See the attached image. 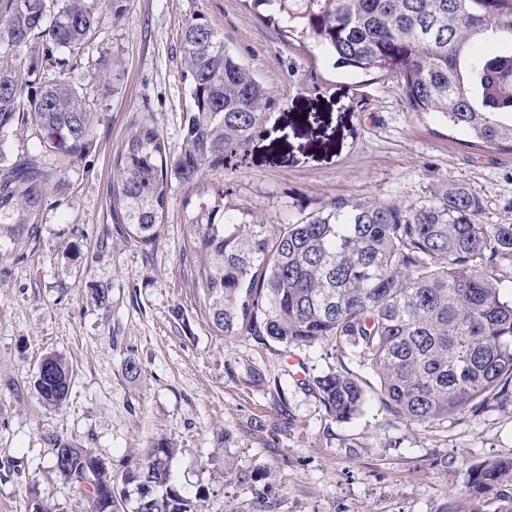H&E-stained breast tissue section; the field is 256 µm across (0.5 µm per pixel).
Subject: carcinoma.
Returning <instances> with one entry per match:
<instances>
[{
	"label": "carcinoma",
	"mask_w": 512,
	"mask_h": 512,
	"mask_svg": "<svg viewBox=\"0 0 512 512\" xmlns=\"http://www.w3.org/2000/svg\"><path fill=\"white\" fill-rule=\"evenodd\" d=\"M286 41L309 36L334 65L401 80L408 108L436 114L480 143L512 151V0H252ZM106 21L88 0H0V132L40 131L44 148L79 157L99 122L69 73L28 93L36 59L79 55ZM182 78L192 107L183 143L167 153L157 127L139 122L115 156L109 187L120 232L142 246L159 236L168 176L186 183L244 153L271 91L203 17L181 35ZM57 169L38 159L0 169V254L37 237ZM224 192L199 203L185 225L198 308L214 335L244 334L283 350L326 343L338 367L303 384L329 417L346 421L365 390L346 361L367 363L377 399L394 419L440 425L512 384V300L497 272L512 263V223L481 224L482 200L461 184L437 186L420 203L335 202L272 228L221 209ZM73 369L46 354L34 386L43 404L64 402ZM52 471L73 485L99 465L89 512H198L171 483L175 448L155 442L116 477L93 451L59 436ZM512 480V460L478 466L470 496Z\"/></svg>",
	"instance_id": "carcinoma-1"
}]
</instances>
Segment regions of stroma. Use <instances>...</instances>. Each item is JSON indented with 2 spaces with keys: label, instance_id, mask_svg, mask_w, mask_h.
Here are the masks:
<instances>
[{
  "label": "stroma",
  "instance_id": "1",
  "mask_svg": "<svg viewBox=\"0 0 512 512\" xmlns=\"http://www.w3.org/2000/svg\"><path fill=\"white\" fill-rule=\"evenodd\" d=\"M110 22L71 73L100 115L81 157L60 159L36 240L0 257V512H85L52 472L46 438L90 448L113 474L170 440L176 484L200 512H447L470 506L471 469L512 459V396L437 427L392 419L377 377L350 362L367 392L347 421L327 417L302 375L334 366L326 344L288 352L250 337L214 336L196 306L183 226L224 190L230 212L291 224L337 199L418 203L439 184H463L484 224L512 223V151L408 108L397 78L332 63L313 40L285 42L245 0H99ZM202 17L270 89L245 153L193 182L169 178L162 227L145 247L119 231L109 185L127 133L152 117L178 153L190 107L180 35ZM107 57L101 78L92 60ZM31 128L0 133V168L43 155ZM107 290L108 301L96 294ZM69 360L70 398L43 406L42 356ZM141 368L127 374L128 361ZM261 381L251 382V372Z\"/></svg>",
  "mask_w": 512,
  "mask_h": 512
}]
</instances>
